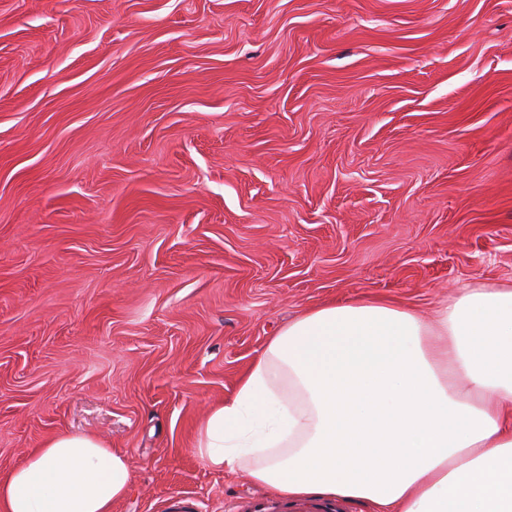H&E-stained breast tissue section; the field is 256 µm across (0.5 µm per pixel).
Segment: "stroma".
Segmentation results:
<instances>
[{
  "label": "stroma",
  "instance_id": "35a3bbf8",
  "mask_svg": "<svg viewBox=\"0 0 512 512\" xmlns=\"http://www.w3.org/2000/svg\"><path fill=\"white\" fill-rule=\"evenodd\" d=\"M512 283V0H0V477L62 432L112 512L284 497L198 427L270 336Z\"/></svg>",
  "mask_w": 512,
  "mask_h": 512
}]
</instances>
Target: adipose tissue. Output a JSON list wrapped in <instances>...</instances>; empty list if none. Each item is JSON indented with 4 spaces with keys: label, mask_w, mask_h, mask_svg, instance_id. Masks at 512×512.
Here are the masks:
<instances>
[{
    "label": "adipose tissue",
    "mask_w": 512,
    "mask_h": 512,
    "mask_svg": "<svg viewBox=\"0 0 512 512\" xmlns=\"http://www.w3.org/2000/svg\"><path fill=\"white\" fill-rule=\"evenodd\" d=\"M215 470L372 512H512V285L462 289L431 319L329 302L281 328L197 442ZM124 455L49 439L0 481V512H112Z\"/></svg>",
    "instance_id": "obj_1"
}]
</instances>
